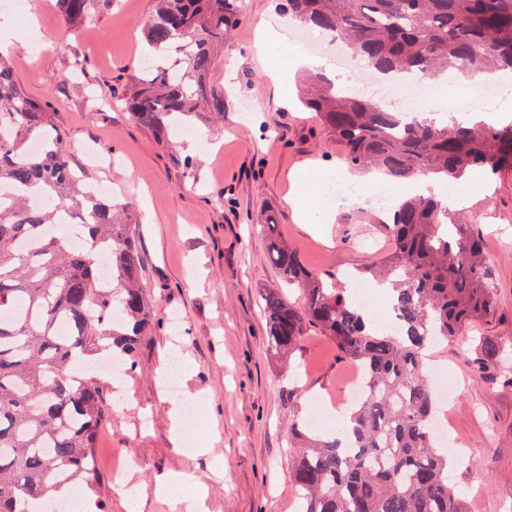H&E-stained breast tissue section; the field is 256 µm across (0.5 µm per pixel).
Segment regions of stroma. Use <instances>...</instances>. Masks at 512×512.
Listing matches in <instances>:
<instances>
[{"mask_svg":"<svg viewBox=\"0 0 512 512\" xmlns=\"http://www.w3.org/2000/svg\"><path fill=\"white\" fill-rule=\"evenodd\" d=\"M277 2L245 0L238 26L214 49L206 82L224 99L223 121H193L167 143L121 106L143 63L141 25L153 0H94V23L69 36L57 0H30L26 15L10 18L16 81L49 105L72 146V168L108 185L135 221L142 285L155 305L135 363L119 376L97 373L112 406L96 440L108 512H133L115 476L130 465L146 490L141 512H175L152 492L172 471L205 491L207 512H299L289 429L312 413L335 425L337 409L355 405L344 390L352 365L334 341L310 330L282 361L267 347L258 304L260 290L284 287L266 260L269 224L343 289L391 248L383 228L365 221L374 182L343 162L335 136L300 103V73L282 98L279 81L253 56L258 21L284 33L295 27ZM339 181L357 198L329 197ZM444 193L449 211L483 243L495 299L492 315L466 336L426 352L429 372L457 383L446 403L448 480L468 512H512V388L473 367L479 337L512 354V170L472 175ZM291 196L322 206L324 223L305 230ZM172 348L191 364L185 385L202 414L203 452H180L170 441L173 396L157 372Z\"/></svg>","mask_w":512,"mask_h":512,"instance_id":"1","label":"stroma"}]
</instances>
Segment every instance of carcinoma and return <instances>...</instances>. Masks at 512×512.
I'll list each match as a JSON object with an SVG mask.
<instances>
[{
	"instance_id": "carcinoma-1",
	"label": "carcinoma",
	"mask_w": 512,
	"mask_h": 512,
	"mask_svg": "<svg viewBox=\"0 0 512 512\" xmlns=\"http://www.w3.org/2000/svg\"><path fill=\"white\" fill-rule=\"evenodd\" d=\"M92 7L93 0H60L66 34L93 20ZM279 9L305 28L332 31L379 74H512V0H279ZM242 11V0H154L143 28L147 56L175 49L182 58L132 76L131 118L167 142L203 105L223 117L224 99L205 76L214 45ZM302 83L303 104L352 167L380 170L394 183L430 174L458 183L477 169L488 177L512 169V119L439 127L346 93L321 74ZM70 153L52 113L21 89L0 51V192L13 191L0 195V512H46L64 487L83 489L105 509L94 448L112 409L90 363L134 362L154 320L131 225L71 167ZM31 195L47 202L34 207ZM60 207L77 220L82 247L51 232ZM382 224L391 252L364 272L391 286L398 335L369 326L360 307L282 239L268 246V262L304 295L297 307L277 288L261 292L269 350L288 356L316 329L359 366L368 387L347 441L291 429L301 442L292 480L303 512H465L448 484V452L431 432L438 406L424 350L490 314L482 242L461 224L446 231L448 208L421 194L396 202ZM102 249L110 253L106 270ZM105 278L112 287L102 286ZM480 343L477 371L493 363L495 380L512 387L506 353L487 337Z\"/></svg>"
}]
</instances>
